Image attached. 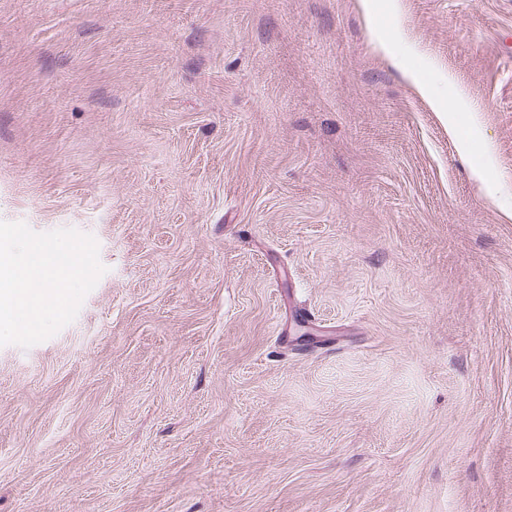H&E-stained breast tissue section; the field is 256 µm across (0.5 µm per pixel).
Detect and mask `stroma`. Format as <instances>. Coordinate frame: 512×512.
Wrapping results in <instances>:
<instances>
[{"label": "stroma", "instance_id": "stroma-1", "mask_svg": "<svg viewBox=\"0 0 512 512\" xmlns=\"http://www.w3.org/2000/svg\"><path fill=\"white\" fill-rule=\"evenodd\" d=\"M395 2L0 0V220L106 268L0 512H512V0ZM407 76L415 83L419 91L427 96L435 105L437 112H441L448 121V132L455 134L456 114L458 112L473 111L474 106L462 90H460L453 79L448 76L444 83L447 87L440 88L434 83L428 82L414 72H407Z\"/></svg>", "mask_w": 512, "mask_h": 512}]
</instances>
